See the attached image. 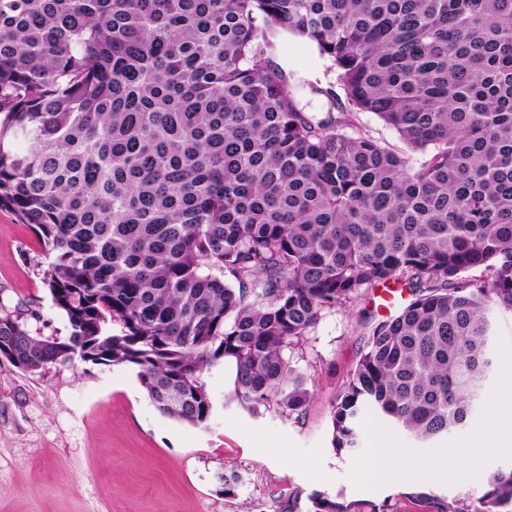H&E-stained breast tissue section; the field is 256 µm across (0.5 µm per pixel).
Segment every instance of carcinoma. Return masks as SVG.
Returning <instances> with one entry per match:
<instances>
[{
  "label": "carcinoma",
  "mask_w": 512,
  "mask_h": 512,
  "mask_svg": "<svg viewBox=\"0 0 512 512\" xmlns=\"http://www.w3.org/2000/svg\"><path fill=\"white\" fill-rule=\"evenodd\" d=\"M283 37L343 95L279 63ZM366 112L405 149L360 132ZM0 208L36 226L70 325L40 338L0 316L13 365H124L205 428L202 374L229 359L230 401L298 420L310 377L286 351L396 280L409 299L373 323L332 446L359 447L367 406L437 441L470 422L512 311V0H0ZM481 501L512 502V468Z\"/></svg>",
  "instance_id": "1"
}]
</instances>
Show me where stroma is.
Here are the masks:
<instances>
[{
    "label": "stroma",
    "mask_w": 512,
    "mask_h": 512,
    "mask_svg": "<svg viewBox=\"0 0 512 512\" xmlns=\"http://www.w3.org/2000/svg\"><path fill=\"white\" fill-rule=\"evenodd\" d=\"M277 60L322 84L335 80L326 60L300 42H281ZM48 262L34 225L0 209V315L17 317L32 335L63 339L70 325L43 280ZM377 313L375 292L367 290L350 306L324 312L291 352L313 379L312 401L298 420L273 410L252 416L229 403L227 366L202 376L216 403L203 429L161 415L131 368L77 361L26 373L0 361V512H313L317 492L425 512L409 497L415 487L465 498L470 512H485L480 497L488 475L512 464L511 448H487L482 440L492 409L512 410L505 385L512 377V312L496 315V365L471 425L431 448L367 407L358 449L339 454L331 445V411ZM375 432L422 461L408 482L367 487ZM461 445L475 448V465L450 478L426 473L439 450ZM231 470L241 481L228 497L217 476Z\"/></svg>",
    "instance_id": "stroma-1"
}]
</instances>
